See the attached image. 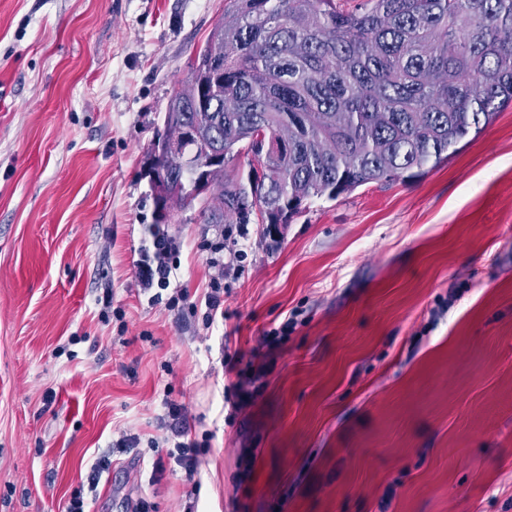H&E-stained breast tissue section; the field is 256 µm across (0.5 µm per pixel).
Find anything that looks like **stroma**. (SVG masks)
<instances>
[{
    "mask_svg": "<svg viewBox=\"0 0 512 512\" xmlns=\"http://www.w3.org/2000/svg\"><path fill=\"white\" fill-rule=\"evenodd\" d=\"M223 10L0 0V512H512V107L272 234L256 211L209 223L213 196L173 204L177 275L159 302L140 284L146 155ZM227 252V261H224V257H222L212 258L210 262L211 267L214 269V274L209 282L210 291L207 292L205 298L208 320H214L219 310L220 315H224V274L231 269L234 263L238 262L239 258L242 256L241 250L234 248H228Z\"/></svg>",
    "mask_w": 512,
    "mask_h": 512,
    "instance_id": "stroma-1",
    "label": "stroma"
}]
</instances>
